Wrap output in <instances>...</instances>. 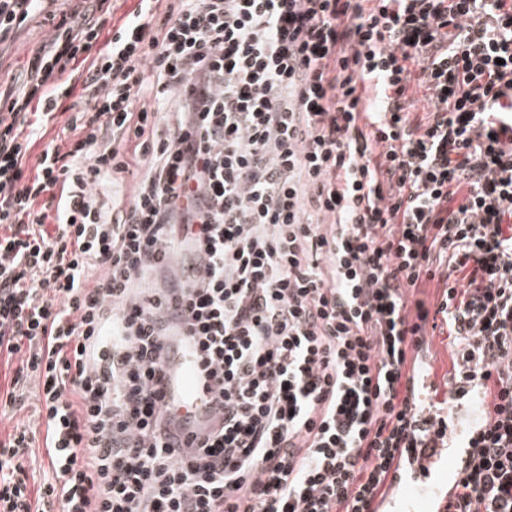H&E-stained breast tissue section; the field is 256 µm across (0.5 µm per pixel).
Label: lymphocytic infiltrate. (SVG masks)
<instances>
[{
    "instance_id": "f902f5d3",
    "label": "lymphocytic infiltrate",
    "mask_w": 512,
    "mask_h": 512,
    "mask_svg": "<svg viewBox=\"0 0 512 512\" xmlns=\"http://www.w3.org/2000/svg\"><path fill=\"white\" fill-rule=\"evenodd\" d=\"M105 2L0 93V406L36 403L0 440V512H378L458 442L444 512H512V0H140L102 45ZM434 279L454 391L483 399L462 437L421 396L409 295ZM179 326L224 415L193 447L166 434ZM68 115V112L62 114L57 123L50 125L45 136L42 139L38 140L31 149L27 161V168L29 174L36 164L37 157L50 141L55 140L57 144H62L60 142V139L57 138V135L60 134L62 136L61 129L64 126V120L68 117Z\"/></svg>"
}]
</instances>
